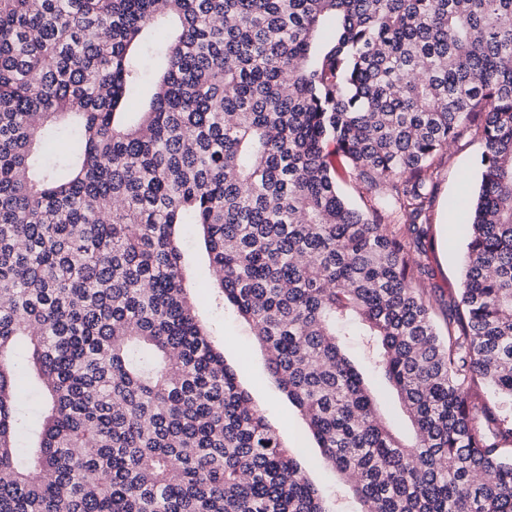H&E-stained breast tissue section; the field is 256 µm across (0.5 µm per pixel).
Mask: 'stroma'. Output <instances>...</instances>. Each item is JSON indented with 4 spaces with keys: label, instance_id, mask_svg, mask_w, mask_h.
I'll return each instance as SVG.
<instances>
[{
    "label": "stroma",
    "instance_id": "stroma-1",
    "mask_svg": "<svg viewBox=\"0 0 512 512\" xmlns=\"http://www.w3.org/2000/svg\"><path fill=\"white\" fill-rule=\"evenodd\" d=\"M482 150L480 138L469 132L456 138L436 162L423 262L427 271L424 284L430 294L434 320L440 326L447 322L449 301L460 296L464 277L467 241L459 227L460 213L455 204L473 193ZM184 247L190 292L199 314L210 326L215 345L223 349L225 363L236 371L253 405L277 431L283 446L292 452L331 512H361L362 506L350 484L323 458L305 417L271 377L266 350L249 326L226 310L214 290L208 288V259L195 226H186ZM342 350L375 398L381 419L402 437H411L413 430L407 413L391 385L375 370L374 352L365 338L346 337Z\"/></svg>",
    "mask_w": 512,
    "mask_h": 512
}]
</instances>
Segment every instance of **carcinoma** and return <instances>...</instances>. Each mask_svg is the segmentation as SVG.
I'll return each instance as SVG.
<instances>
[{
  "label": "carcinoma",
  "instance_id": "carcinoma-1",
  "mask_svg": "<svg viewBox=\"0 0 512 512\" xmlns=\"http://www.w3.org/2000/svg\"><path fill=\"white\" fill-rule=\"evenodd\" d=\"M466 129L443 335L423 221ZM186 224L362 512H512L487 395L512 400V0H0V512H331L199 318ZM353 325L409 441L341 353Z\"/></svg>",
  "mask_w": 512,
  "mask_h": 512
}]
</instances>
